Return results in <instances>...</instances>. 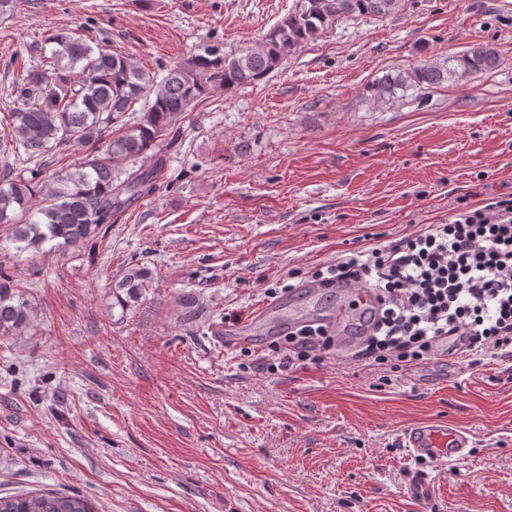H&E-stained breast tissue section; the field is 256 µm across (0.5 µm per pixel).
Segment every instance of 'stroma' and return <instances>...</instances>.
I'll use <instances>...</instances> for the list:
<instances>
[{
	"mask_svg": "<svg viewBox=\"0 0 512 512\" xmlns=\"http://www.w3.org/2000/svg\"><path fill=\"white\" fill-rule=\"evenodd\" d=\"M292 4L17 0L0 17V116L53 34L84 30L157 71L209 44L260 45ZM476 43L497 67L365 91ZM178 127L156 190L105 240L20 253L0 224V268L32 307L0 337V496L79 492L94 512H512V359L475 366L441 345L382 387L354 344L271 372L274 334L218 336L267 289L304 314L303 273L439 223L470 193H512V0H407L338 21L264 83L209 87ZM136 264L151 286L124 309L112 282ZM185 291L200 302L191 323L175 303ZM426 421L466 430L468 456L420 464L404 433Z\"/></svg>",
	"mask_w": 512,
	"mask_h": 512,
	"instance_id": "35a3bbf8",
	"label": "stroma"
}]
</instances>
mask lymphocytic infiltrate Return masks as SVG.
<instances>
[{
    "label": "lymphocytic infiltrate",
    "mask_w": 512,
    "mask_h": 512,
    "mask_svg": "<svg viewBox=\"0 0 512 512\" xmlns=\"http://www.w3.org/2000/svg\"><path fill=\"white\" fill-rule=\"evenodd\" d=\"M317 287L360 284L374 296L358 358L389 382L456 336L480 355L512 356V197L477 205L460 199L439 224L318 267ZM334 343L318 320L274 341L288 365L320 364Z\"/></svg>",
    "instance_id": "obj_1"
}]
</instances>
